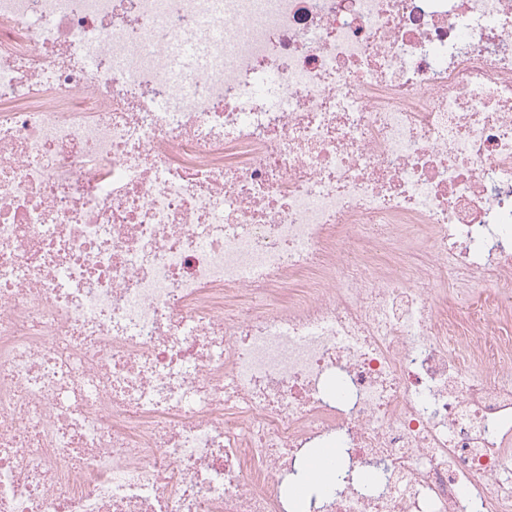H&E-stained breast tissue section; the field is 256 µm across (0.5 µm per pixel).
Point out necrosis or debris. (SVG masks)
Listing matches in <instances>:
<instances>
[{
    "instance_id": "1",
    "label": "necrosis or debris",
    "mask_w": 512,
    "mask_h": 512,
    "mask_svg": "<svg viewBox=\"0 0 512 512\" xmlns=\"http://www.w3.org/2000/svg\"><path fill=\"white\" fill-rule=\"evenodd\" d=\"M0 512H512V0H0ZM334 474L330 473V469L327 471L324 468L316 470L313 464L306 466V477L305 480L297 483L294 487V493L303 492L307 493L313 485H322L329 481H333ZM325 485L319 486L317 491L322 492Z\"/></svg>"
}]
</instances>
